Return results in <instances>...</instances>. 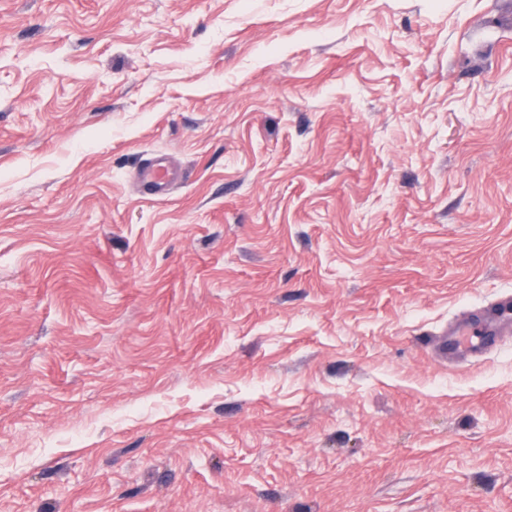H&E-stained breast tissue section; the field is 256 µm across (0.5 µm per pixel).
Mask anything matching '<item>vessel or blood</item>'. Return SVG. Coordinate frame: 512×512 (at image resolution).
Segmentation results:
<instances>
[{
	"instance_id": "b4317fda",
	"label": "vessel or blood",
	"mask_w": 512,
	"mask_h": 512,
	"mask_svg": "<svg viewBox=\"0 0 512 512\" xmlns=\"http://www.w3.org/2000/svg\"><path fill=\"white\" fill-rule=\"evenodd\" d=\"M138 177L148 195L167 193L177 178L176 171L164 159L157 158L143 166ZM512 330V294L503 295L483 309L476 325L449 328L441 346L449 357L458 358L490 351L502 332Z\"/></svg>"
}]
</instances>
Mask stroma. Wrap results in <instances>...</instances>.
<instances>
[{
  "instance_id": "35a3bbf8",
  "label": "stroma",
  "mask_w": 512,
  "mask_h": 512,
  "mask_svg": "<svg viewBox=\"0 0 512 512\" xmlns=\"http://www.w3.org/2000/svg\"><path fill=\"white\" fill-rule=\"evenodd\" d=\"M508 292L512 0H0V512H512ZM138 177L145 194L158 195L168 192L177 173L164 158H156L140 169ZM473 325L449 327L448 331L443 333L442 336L445 337L441 346L448 353V358L490 351L503 331L512 330V294L503 295L480 312L476 324L481 326L478 331Z\"/></svg>"
}]
</instances>
